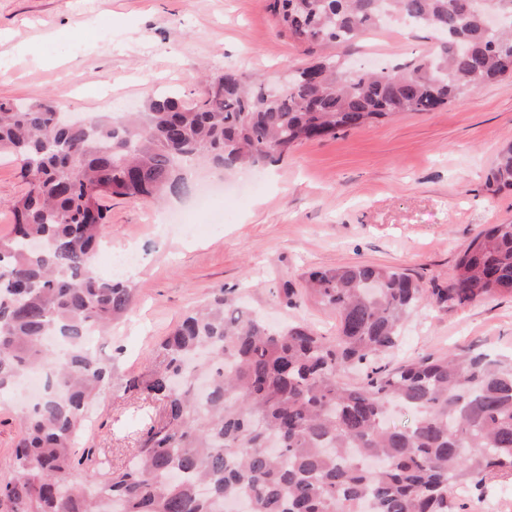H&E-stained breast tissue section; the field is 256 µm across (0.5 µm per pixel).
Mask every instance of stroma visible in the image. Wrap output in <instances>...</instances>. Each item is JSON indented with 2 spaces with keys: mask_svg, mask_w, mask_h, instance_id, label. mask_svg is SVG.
Returning <instances> with one entry per match:
<instances>
[{
  "mask_svg": "<svg viewBox=\"0 0 512 512\" xmlns=\"http://www.w3.org/2000/svg\"><path fill=\"white\" fill-rule=\"evenodd\" d=\"M270 0H0V99L52 98L79 116L141 109L160 89L197 99L202 70H237L271 82L318 60L319 50L278 35ZM431 34L392 24L350 48L328 46L353 67L404 63L424 55ZM512 144V78L435 112L406 113L336 137L295 146L259 170L234 175L208 210L180 200L163 208L112 203L96 272L108 255L140 251L124 278L136 290L127 318L93 347L112 359V388L91 411L82 442L127 448L113 422L135 430L136 397L126 385L144 371L182 314L216 293L273 324L300 322L337 334L338 318L300 299L315 269L353 263L396 267L446 283L458 256L490 224L512 222V188L490 183L499 151ZM25 189L15 157L0 155V236L12 228L11 200ZM183 211L196 232L168 223ZM293 299H285L283 288ZM469 346L512 359V296L449 310L423 305L404 322L390 366ZM21 432L16 400L0 401V481L13 473ZM462 512H512V479L483 495L455 491Z\"/></svg>",
  "mask_w": 512,
  "mask_h": 512,
  "instance_id": "35a3bbf8",
  "label": "stroma"
}]
</instances>
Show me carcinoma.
<instances>
[{"mask_svg": "<svg viewBox=\"0 0 512 512\" xmlns=\"http://www.w3.org/2000/svg\"><path fill=\"white\" fill-rule=\"evenodd\" d=\"M280 31L310 46L347 44L385 18L429 30V51L404 64L348 68L340 57L269 86L233 70L203 94H172L145 111L81 121L53 101L0 102V152L27 189L0 237V393L32 368L47 390L20 412L13 476L0 512H458L453 489L512 476V362L460 348L389 369L400 324L428 304L451 309L512 295V222L478 233L448 283L424 286L370 264L308 275L303 298L336 312L338 333L268 326L224 292L186 313L129 387L155 412L115 465L77 451L85 413L112 384V362L85 336L106 334L135 288L92 268L110 224L106 201L161 203L192 191L186 171L233 175L292 147L408 112H432L512 74V0H272ZM494 183L512 187V146ZM54 336L64 354L45 345ZM361 377L347 383L344 373ZM101 476L93 488L79 473Z\"/></svg>", "mask_w": 512, "mask_h": 512, "instance_id": "1", "label": "carcinoma"}]
</instances>
